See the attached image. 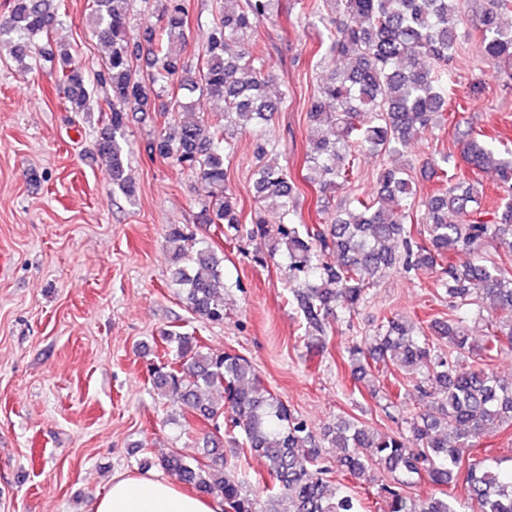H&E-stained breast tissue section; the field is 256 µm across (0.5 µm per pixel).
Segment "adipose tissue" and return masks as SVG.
Here are the masks:
<instances>
[{
	"label": "adipose tissue",
	"mask_w": 512,
	"mask_h": 512,
	"mask_svg": "<svg viewBox=\"0 0 512 512\" xmlns=\"http://www.w3.org/2000/svg\"><path fill=\"white\" fill-rule=\"evenodd\" d=\"M93 512H222L219 500L193 496L154 474H119Z\"/></svg>",
	"instance_id": "ef3b65f1"
}]
</instances>
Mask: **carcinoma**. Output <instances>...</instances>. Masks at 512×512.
<instances>
[{"mask_svg":"<svg viewBox=\"0 0 512 512\" xmlns=\"http://www.w3.org/2000/svg\"><path fill=\"white\" fill-rule=\"evenodd\" d=\"M157 3L159 24L145 43L128 33L132 0H92L95 33L108 49L96 81L109 91L103 127L95 142L112 185L126 198L136 194L126 175L130 143L126 109L147 111L158 106L165 118L191 105L175 98V86L197 88L224 110L163 125L147 143L150 155L171 160L197 178L201 187L199 224L227 225L238 230L242 209L226 188L234 145L230 129L259 131L280 110L284 97L272 99L264 89L274 80L247 43L256 21L274 12L277 0H224L219 17L204 34L203 58L197 76H183L179 43L188 25L186 0H143ZM0 20V52L28 67L50 63L64 110L78 117L90 111L91 94L85 71L69 45L53 46L52 33L63 24L60 0H10ZM321 0H307L305 9L330 31L327 53L347 60L323 78L308 118L336 127V138L312 136L307 159L308 181L326 193L352 182L359 156L397 155L410 140L427 131L445 111L448 63L456 53L457 27L468 21L463 0H336V13L324 17ZM512 0H485L479 16L483 55L496 72L512 80V25L504 12ZM145 53L150 71L139 77L134 58ZM463 162L472 170H496L501 187L512 193V151L464 133ZM258 164L254 198L262 208L279 213L269 227L255 214L249 235L265 241L266 253L253 256L264 264L280 255L288 260V284L311 344L327 347L340 316L368 300L375 276L399 265L405 271L441 267V287L450 308L479 319L490 329L479 343L459 317L435 318L427 329L409 317L381 316L382 335L363 349H348L354 379L362 382L372 370L393 368L421 392L424 410L409 423L408 433L370 430L353 419H341L318 436L307 422L263 384L244 356L205 350L188 334L164 333L161 341L172 358L151 371L153 388L178 399L186 412L211 426L203 437L206 461L189 462L177 455L162 467L178 482L206 496L221 499L223 512H362L361 501L342 484L329 490V475L361 479L375 469L391 474L380 487L385 512H512V468L474 459L463 464L460 449L512 426V382L485 366H457L455 356L468 351L491 362L512 348V196L502 211L484 220L479 182L461 189L448 184L449 155L440 157L431 175L438 188L423 202L424 239L412 234L413 166H386L376 176L368 197L352 196L348 208L328 224H304L278 154L262 140L256 145ZM459 216L448 222V213ZM495 242L504 255L486 257L481 247ZM171 281L195 319L202 324L224 322V254L198 241L181 226L166 233ZM336 255V263L326 261ZM229 454L246 446L265 459L273 481L266 507L247 494L244 481L227 467ZM343 449L329 459L323 445ZM434 487L462 482L463 496L414 498L406 489L421 479Z\"/></svg>","mask_w":512,"mask_h":512,"instance_id":"cac0c4a2","label":"carcinoma"}]
</instances>
